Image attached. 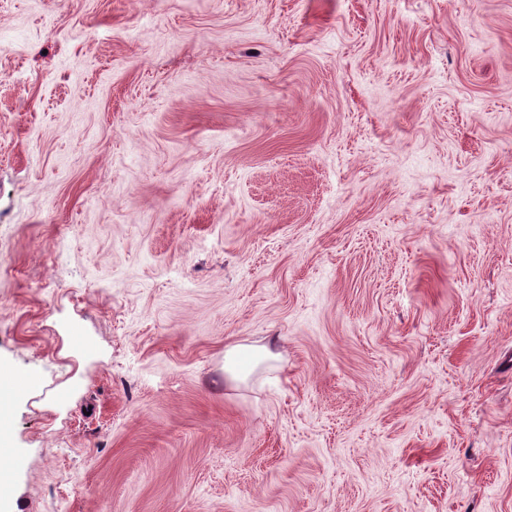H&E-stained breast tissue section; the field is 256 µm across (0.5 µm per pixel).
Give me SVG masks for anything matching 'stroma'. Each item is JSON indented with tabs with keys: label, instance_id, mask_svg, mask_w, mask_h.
<instances>
[{
	"label": "stroma",
	"instance_id": "obj_1",
	"mask_svg": "<svg viewBox=\"0 0 512 512\" xmlns=\"http://www.w3.org/2000/svg\"><path fill=\"white\" fill-rule=\"evenodd\" d=\"M0 512H512V0H0Z\"/></svg>",
	"mask_w": 512,
	"mask_h": 512
}]
</instances>
